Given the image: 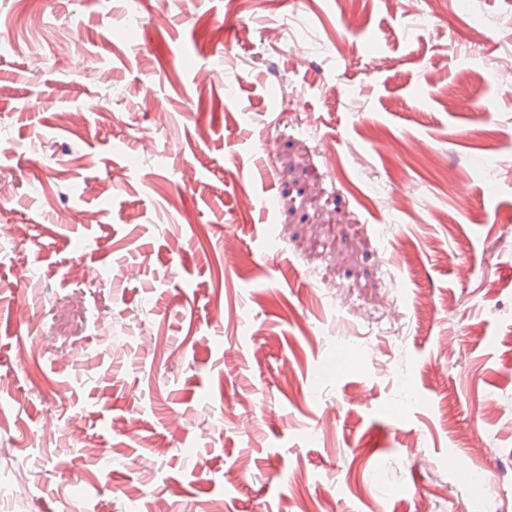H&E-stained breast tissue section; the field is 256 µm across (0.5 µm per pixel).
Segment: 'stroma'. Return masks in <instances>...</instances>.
Returning a JSON list of instances; mask_svg holds the SVG:
<instances>
[{"label":"stroma","mask_w":512,"mask_h":512,"mask_svg":"<svg viewBox=\"0 0 512 512\" xmlns=\"http://www.w3.org/2000/svg\"><path fill=\"white\" fill-rule=\"evenodd\" d=\"M355 2L0 0V512H512V0Z\"/></svg>","instance_id":"35a3bbf8"}]
</instances>
